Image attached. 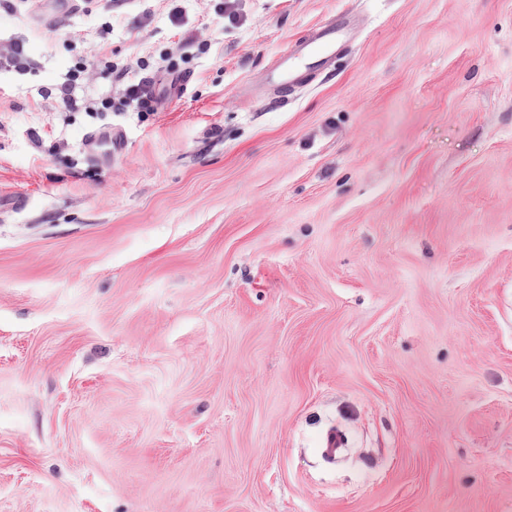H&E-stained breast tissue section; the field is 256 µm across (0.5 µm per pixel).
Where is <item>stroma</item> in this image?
Returning a JSON list of instances; mask_svg holds the SVG:
<instances>
[{
  "mask_svg": "<svg viewBox=\"0 0 512 512\" xmlns=\"http://www.w3.org/2000/svg\"><path fill=\"white\" fill-rule=\"evenodd\" d=\"M221 2L0 0V512H512V0ZM349 18L345 14L331 17L315 26L298 40L277 65L267 71L263 82L276 92L294 90L308 83L313 76L328 75L336 63V49L349 29ZM342 448H344V439L336 428L326 430L320 441L321 455L329 461H334L340 455Z\"/></svg>",
  "mask_w": 512,
  "mask_h": 512,
  "instance_id": "1",
  "label": "stroma"
}]
</instances>
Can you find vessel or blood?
I'll use <instances>...</instances> for the list:
<instances>
[{
    "mask_svg": "<svg viewBox=\"0 0 512 512\" xmlns=\"http://www.w3.org/2000/svg\"><path fill=\"white\" fill-rule=\"evenodd\" d=\"M348 29L349 19L343 14L315 26L264 74V83L281 93L305 85L312 77L331 73L336 63V49Z\"/></svg>",
    "mask_w": 512,
    "mask_h": 512,
    "instance_id": "1",
    "label": "vessel or blood"
}]
</instances>
